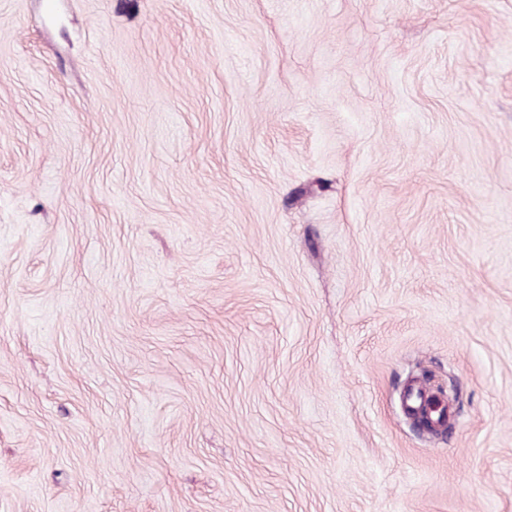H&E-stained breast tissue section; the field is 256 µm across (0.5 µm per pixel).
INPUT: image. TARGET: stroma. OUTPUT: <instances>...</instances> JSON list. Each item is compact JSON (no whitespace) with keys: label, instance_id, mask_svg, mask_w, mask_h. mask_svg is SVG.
Segmentation results:
<instances>
[{"label":"stroma","instance_id":"1","mask_svg":"<svg viewBox=\"0 0 512 512\" xmlns=\"http://www.w3.org/2000/svg\"><path fill=\"white\" fill-rule=\"evenodd\" d=\"M0 512H512V0H0Z\"/></svg>","mask_w":512,"mask_h":512}]
</instances>
